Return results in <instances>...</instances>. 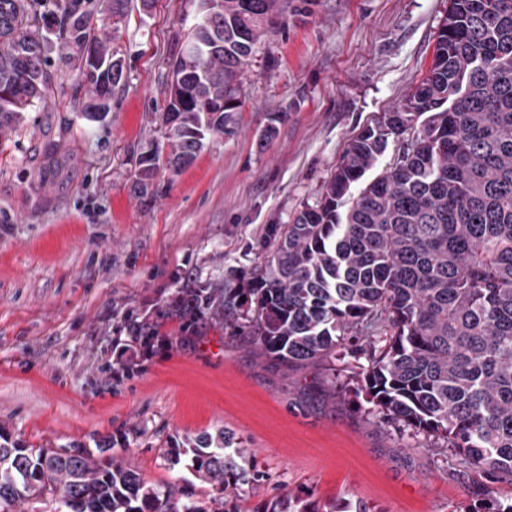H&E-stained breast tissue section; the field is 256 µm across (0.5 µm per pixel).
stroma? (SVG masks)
Returning a JSON list of instances; mask_svg holds the SVG:
<instances>
[{"label":"stroma","instance_id":"1","mask_svg":"<svg viewBox=\"0 0 512 512\" xmlns=\"http://www.w3.org/2000/svg\"><path fill=\"white\" fill-rule=\"evenodd\" d=\"M241 78L230 132L210 137L178 173L136 187V157L157 137L171 41L197 0H156L117 41L126 81L89 122L53 106L29 113L0 145V428L36 447L110 441L146 478L173 479L170 436L225 428L255 452L263 481L372 512H464L512 499L479 475L367 416L353 394L329 397L322 367L291 370L210 332L155 348L112 374L130 312L189 276L219 280L263 260L268 225L318 198L349 141L428 72L448 0H288ZM284 113L272 137L270 117Z\"/></svg>","mask_w":512,"mask_h":512}]
</instances>
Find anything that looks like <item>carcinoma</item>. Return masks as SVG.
Segmentation results:
<instances>
[{
  "mask_svg": "<svg viewBox=\"0 0 512 512\" xmlns=\"http://www.w3.org/2000/svg\"><path fill=\"white\" fill-rule=\"evenodd\" d=\"M176 37L160 130L179 172L240 111L239 78L260 34L286 24L284 0H198ZM50 8L65 50V85L51 70ZM133 0H0V144L25 113L53 103L103 117L98 100L125 79L114 39ZM106 13L112 37L99 34ZM95 47L96 62L85 57ZM88 87L95 101L79 107ZM400 149L372 179L389 139ZM159 147L139 153L138 185L159 167ZM264 263L221 282L193 278L130 314L132 335L162 337L168 320L195 339L210 331L287 368L330 364L331 395L346 389L336 358L364 355L357 381L367 415L435 440L512 482V0H449L429 73L402 103L351 140L319 199L292 224H272ZM161 458L187 479L156 483L127 448H34L0 433V512L45 499L54 512H243L238 490L264 478L254 451L219 429L168 442ZM260 512H371L358 501L320 503L283 486Z\"/></svg>",
  "mask_w": 512,
  "mask_h": 512,
  "instance_id": "cac0c4a2",
  "label": "carcinoma"
}]
</instances>
